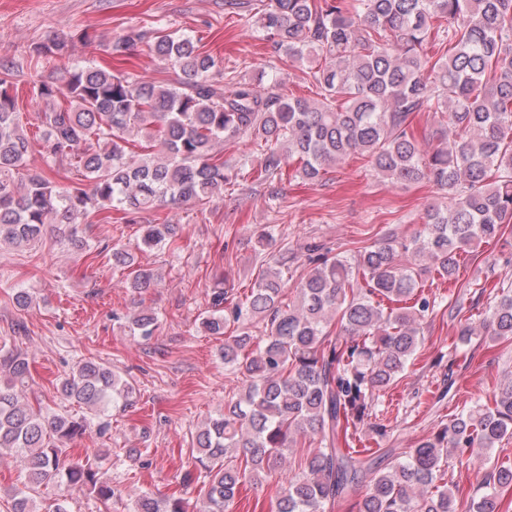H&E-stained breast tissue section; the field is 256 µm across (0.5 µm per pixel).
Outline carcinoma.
I'll use <instances>...</instances> for the list:
<instances>
[{
    "mask_svg": "<svg viewBox=\"0 0 512 512\" xmlns=\"http://www.w3.org/2000/svg\"><path fill=\"white\" fill-rule=\"evenodd\" d=\"M252 25L271 54L305 65L308 98L287 92V78L265 72L246 80L224 60L202 52L188 35L163 26L131 27L107 43L123 56L144 45L173 70L166 84L110 66L70 61L68 40L48 37L36 59L57 62L54 82L32 85L45 167L28 166L30 137L13 94L14 67L0 65V245L33 248L44 226L70 227L68 245L86 247L77 224L92 217L126 223L180 205L204 207L224 186L255 175L263 185L283 167L311 182L351 155L401 185L433 183L444 206L426 211L409 236L384 235L351 257L320 242L265 255L251 294L202 318L224 338L220 357L244 388L195 435L204 473V512H226L240 489L282 467L293 447L306 449L298 472L285 476L271 512H501L497 488L512 486V467L493 466L486 491L462 503L445 481L458 448L488 453L512 438V379L492 398L440 422L406 459L339 448L362 426L386 425L374 411L414 359L422 321L436 301L423 277L453 280L462 255L504 235L512 224V0H247ZM433 114L436 144L417 138L413 119ZM142 136L143 153L129 149ZM248 138L260 147L251 165L219 157L224 143ZM65 172V182L56 180ZM174 224L148 221L146 249L178 248ZM112 265L128 268L126 287L150 288L151 270L113 248ZM303 272L294 300H282L295 264ZM265 322L264 335L249 322ZM144 340L158 329L147 309L131 319ZM484 335L512 340V291L500 289L483 319ZM29 361L0 347V452L27 477L10 496V512H68L57 500L44 509L35 493L59 476L106 501L121 497L97 462L69 459V443L87 429L67 413L45 416L15 391ZM133 384L94 360L78 362L60 383L65 401L99 413L129 404ZM369 481L364 494L360 486ZM129 512H187L180 498L163 503L145 493Z\"/></svg>",
    "mask_w": 512,
    "mask_h": 512,
    "instance_id": "cac0c4a2",
    "label": "carcinoma"
}]
</instances>
